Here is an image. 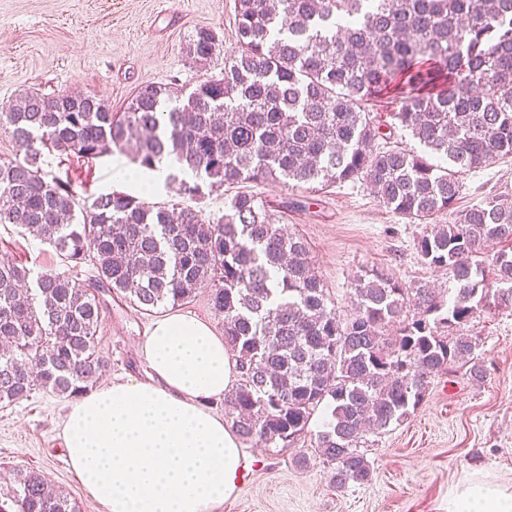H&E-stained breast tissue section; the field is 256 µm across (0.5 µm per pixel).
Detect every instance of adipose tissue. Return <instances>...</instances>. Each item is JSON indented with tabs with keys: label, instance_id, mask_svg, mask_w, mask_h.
Here are the masks:
<instances>
[{
	"label": "adipose tissue",
	"instance_id": "adipose-tissue-1",
	"mask_svg": "<svg viewBox=\"0 0 512 512\" xmlns=\"http://www.w3.org/2000/svg\"><path fill=\"white\" fill-rule=\"evenodd\" d=\"M149 379L89 391L69 407L61 437L89 501L106 512H216L251 469L236 435L211 403L236 362L213 327L168 312L141 344ZM447 512H512V489L465 474Z\"/></svg>",
	"mask_w": 512,
	"mask_h": 512
}]
</instances>
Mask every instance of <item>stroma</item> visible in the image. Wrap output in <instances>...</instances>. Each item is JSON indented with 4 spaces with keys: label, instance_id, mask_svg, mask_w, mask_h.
Masks as SVG:
<instances>
[{
    "label": "stroma",
    "instance_id": "35a3bbf8",
    "mask_svg": "<svg viewBox=\"0 0 512 512\" xmlns=\"http://www.w3.org/2000/svg\"><path fill=\"white\" fill-rule=\"evenodd\" d=\"M223 43L212 72L236 47L235 0H0V107L18 93L81 91L108 100L120 111L143 83H176L192 90L201 73L187 56L198 28ZM128 154L94 159L44 153L43 169L69 182L79 199L102 193H135L120 178ZM497 197L512 203V159L468 176L456 204L463 211ZM309 208L289 209V231L309 243L316 274L341 315L352 312L350 283L363 270L379 268L394 280L427 281L449 292L447 272L424 265L416 251L422 225L406 223L362 184L341 183ZM12 259L33 273L59 272L85 280L90 265L75 268L48 244L0 224V260ZM96 341L109 365L104 381L146 377L141 342L154 318L117 296L106 299ZM476 337L482 378L468 370L432 377L422 403L399 423L367 434L363 451L373 469L364 485L336 489L316 451L326 409H318L310 432L291 448L243 444L259 468L220 512H447L448 491L466 473L481 470L512 487V307L488 309L462 325ZM70 398L34 392L0 403V502L9 500L10 473L36 470L79 506H93L63 453L61 430Z\"/></svg>",
    "mask_w": 512,
    "mask_h": 512
}]
</instances>
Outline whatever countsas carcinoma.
<instances>
[{"label": "carcinoma", "mask_w": 512, "mask_h": 512, "mask_svg": "<svg viewBox=\"0 0 512 512\" xmlns=\"http://www.w3.org/2000/svg\"><path fill=\"white\" fill-rule=\"evenodd\" d=\"M237 47L224 71L199 28L187 54L203 70L187 93L139 87L123 111L94 95L26 92L0 108L24 149L0 159V224L88 263L85 281L0 262V403L34 391L77 397L107 366L96 335L105 291L137 308L183 305L210 289L239 380L224 395L238 438L294 444L321 405L330 419L317 453L342 489L371 480L360 451L370 431L409 415L428 379L474 360L476 342L445 330L484 310L486 282L512 305V204L497 198L435 218L456 204L464 176L512 157V0H236ZM403 100L393 114L420 149L387 145L367 104ZM96 159L117 149L152 170L164 156L183 195L243 183L320 191L363 181L381 205L425 225L421 261L445 270L447 300L427 282L405 286L368 270L343 318L315 272L307 242L280 210L236 193L217 222L188 205L168 209L128 193L80 202L48 178L43 149ZM191 170L197 182L180 177ZM17 512H79L35 470L13 474Z\"/></svg>", "instance_id": "carcinoma-1"}]
</instances>
